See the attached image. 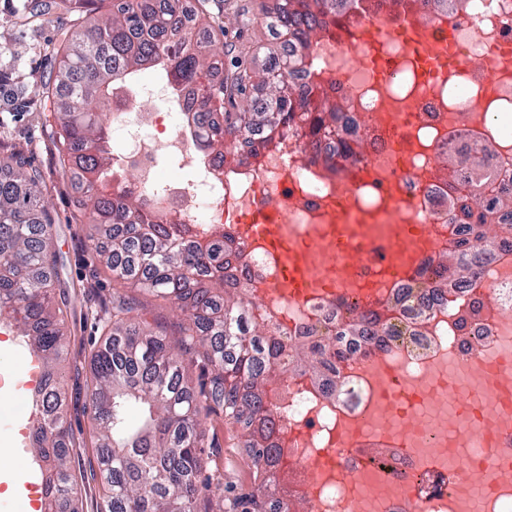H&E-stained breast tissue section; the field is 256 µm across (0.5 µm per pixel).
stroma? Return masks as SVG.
I'll return each mask as SVG.
<instances>
[{
	"label": "stroma",
	"instance_id": "35a3bbf8",
	"mask_svg": "<svg viewBox=\"0 0 512 512\" xmlns=\"http://www.w3.org/2000/svg\"><path fill=\"white\" fill-rule=\"evenodd\" d=\"M25 0H0V62L11 65L30 91H41L56 66V38L60 32L78 33L91 26L95 15L79 16L57 9L46 20L26 22ZM49 117L43 103L32 100L27 110L0 98V160L17 154L42 174V195L55 218L53 227L64 309L67 344L57 366L65 387V409L78 444L74 451L87 462L93 451L89 361L112 325V275L96 261L87 227L71 219L72 200L79 189L76 177L63 174L49 141ZM216 447L211 472L234 492L248 491L252 470L241 449L232 447L223 419L208 423Z\"/></svg>",
	"mask_w": 512,
	"mask_h": 512
}]
</instances>
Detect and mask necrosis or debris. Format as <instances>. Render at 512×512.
I'll return each mask as SVG.
<instances>
[{
	"instance_id": "obj_1",
	"label": "necrosis or debris",
	"mask_w": 512,
	"mask_h": 512,
	"mask_svg": "<svg viewBox=\"0 0 512 512\" xmlns=\"http://www.w3.org/2000/svg\"><path fill=\"white\" fill-rule=\"evenodd\" d=\"M315 81L336 86V100L363 141L357 161L313 162L302 141L289 139L256 161L225 166L185 130L183 100L161 78H135L118 90L112 110V163L135 171L125 183L146 211L168 223L234 232L239 224H284L302 237L311 224H408L437 232L439 253L455 239L444 156L458 140L489 142L501 172L512 174V0H447L428 11L421 0H353L341 24L324 30L309 49ZM176 175H160L161 160ZM247 283L276 285L281 271L262 246L237 240ZM339 297L278 299L264 308L289 335L320 325ZM483 306L467 342L455 329L458 309ZM417 333L385 339L383 357L427 388L416 416L417 445L392 454L385 467L395 488L378 502L351 498L349 478L360 459L326 462L340 419L373 410L375 389L358 357L340 362L343 392L316 398L309 381L290 382L284 415V459L301 471L309 512H410L401 493L426 454V435L457 425L445 398L453 386L475 387L478 361L512 362V252H499L465 288L427 313ZM472 512H512V475H466Z\"/></svg>"
}]
</instances>
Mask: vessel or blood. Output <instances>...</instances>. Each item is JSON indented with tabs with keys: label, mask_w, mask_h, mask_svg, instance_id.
Listing matches in <instances>:
<instances>
[{
	"label": "vessel or blood",
	"mask_w": 512,
	"mask_h": 512,
	"mask_svg": "<svg viewBox=\"0 0 512 512\" xmlns=\"http://www.w3.org/2000/svg\"><path fill=\"white\" fill-rule=\"evenodd\" d=\"M394 238L405 239L395 258H382L369 263L362 248L358 231L350 230L337 237L332 224H315L305 242L288 238L281 224H241L237 227L245 240L261 239L281 266L283 275L272 298L287 297L300 301L313 293L336 292L349 294L363 302H379L384 294V278L400 276L414 265L418 257L433 253L436 239L426 228L410 230L408 225L392 227ZM370 374L377 387V403L391 409L394 415H412L423 396L422 385L406 378L403 373L385 361L375 358ZM480 384L475 388L449 389L447 399L465 419L475 423L478 441H471L467 429L430 437L429 453L422 463L423 471H430L441 463L445 449L457 448L473 442L470 454L461 458L454 471L448 474V485L453 493L448 499V512H466V498L458 493L461 478L469 471L483 468L491 456L501 454L512 446V370L496 359L483 362L478 370ZM376 416L349 418L339 430V446L343 451L368 459L376 455V439L372 427Z\"/></svg>",
	"instance_id": "vessel-or-blood-1"
}]
</instances>
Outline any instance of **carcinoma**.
I'll list each match as a JSON object with an SVG mask.
<instances>
[{"label": "carcinoma", "mask_w": 512, "mask_h": 512, "mask_svg": "<svg viewBox=\"0 0 512 512\" xmlns=\"http://www.w3.org/2000/svg\"><path fill=\"white\" fill-rule=\"evenodd\" d=\"M100 0H28L29 17L57 7L100 10ZM208 0H197L186 25L184 0H112L98 24L61 44L53 83L57 131L53 145L64 172L78 175L74 200L88 218V238L112 282L132 285L179 308L175 329L182 355L197 359L193 381L167 334L142 319L137 303L112 294V329L93 353L91 409L96 431L94 459L102 481L105 512H224V482L207 474L214 447L206 424L224 414L233 447L252 468V491L237 496L241 512H288L292 492L280 483L283 421L265 390L273 376L307 377L317 395L333 398L338 359L364 355L385 336L401 333L389 312L396 308L407 330L426 311L512 248V175L499 171L488 144L466 143L448 157L458 184L488 187L460 192L455 214L456 252L432 266L427 281L397 288L382 309L344 304L324 326L288 337L256 314L251 289L239 275L241 254L230 236L201 242L187 224H156L140 198L105 187L114 172L106 132L112 89L133 75L157 71L176 92L196 85L184 124L201 145L230 166L256 160L285 137L304 133L312 159L333 163L355 158L349 142L353 120L336 108L324 88L308 81L307 50L318 31L340 16L346 0H260L259 13L271 41L255 55L234 54V40L254 22L244 7L236 25L213 32ZM230 55L221 79L209 78L213 62ZM0 176V313L9 314L43 366V387L33 394L41 407L32 427L31 454L40 462L44 512H79L71 473L75 445L55 366L66 343L64 301L57 296L54 224L40 197V174L13 157ZM498 223L487 241L485 225ZM140 413L133 427L126 412Z\"/></svg>", "instance_id": "cac0c4a2"}]
</instances>
